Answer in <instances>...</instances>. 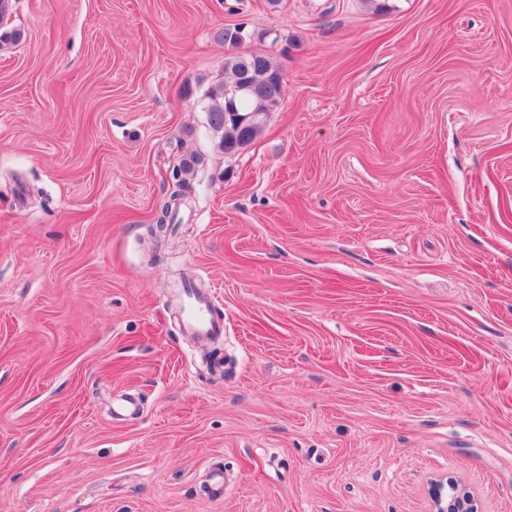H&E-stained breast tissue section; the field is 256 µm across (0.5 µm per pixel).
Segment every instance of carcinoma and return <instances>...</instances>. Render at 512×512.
<instances>
[{
	"label": "carcinoma",
	"instance_id": "cac0c4a2",
	"mask_svg": "<svg viewBox=\"0 0 512 512\" xmlns=\"http://www.w3.org/2000/svg\"><path fill=\"white\" fill-rule=\"evenodd\" d=\"M224 43L234 49L224 59V71L230 73V81L213 89L209 94L208 117L209 126L218 139V147L226 155H234L242 151V127L227 116V88L237 82L243 73H248L251 93L235 100V109L241 113L252 110L256 100L260 99L267 105V111H273L283 95L284 77L280 68L266 55L257 52L239 50L244 35L241 27H226L220 33Z\"/></svg>",
	"mask_w": 512,
	"mask_h": 512
}]
</instances>
